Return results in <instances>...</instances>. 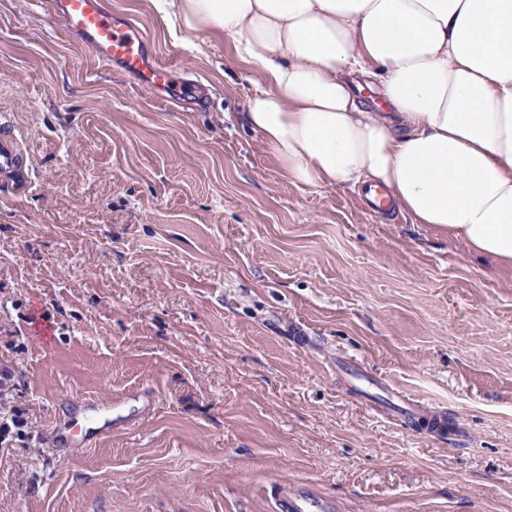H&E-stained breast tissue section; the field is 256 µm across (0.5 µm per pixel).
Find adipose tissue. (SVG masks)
Listing matches in <instances>:
<instances>
[{"instance_id":"adipose-tissue-1","label":"adipose tissue","mask_w":512,"mask_h":512,"mask_svg":"<svg viewBox=\"0 0 512 512\" xmlns=\"http://www.w3.org/2000/svg\"><path fill=\"white\" fill-rule=\"evenodd\" d=\"M257 75L243 121L290 183L380 189L512 267V0H158ZM391 109L363 108L349 79Z\"/></svg>"}]
</instances>
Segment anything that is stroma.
<instances>
[{
  "instance_id": "stroma-1",
  "label": "stroma",
  "mask_w": 512,
  "mask_h": 512,
  "mask_svg": "<svg viewBox=\"0 0 512 512\" xmlns=\"http://www.w3.org/2000/svg\"><path fill=\"white\" fill-rule=\"evenodd\" d=\"M107 3L209 98L160 99L41 0H0V119L26 158L0 180V371L25 422L0 512H276L281 480L340 512H512V268L294 186L238 119L255 76L223 35ZM394 390L448 431L375 413ZM121 394L149 401L129 426L52 438L72 400Z\"/></svg>"
}]
</instances>
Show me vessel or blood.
I'll use <instances>...</instances> for the list:
<instances>
[{
	"mask_svg": "<svg viewBox=\"0 0 512 512\" xmlns=\"http://www.w3.org/2000/svg\"><path fill=\"white\" fill-rule=\"evenodd\" d=\"M52 18L65 33L78 35L95 58L136 77L139 86L166 99L188 100L199 88L160 61L152 39L131 18L112 11L106 0H48ZM21 159L12 136H0V177L15 176ZM68 431L71 445H88L92 436L110 431L112 408L86 398ZM277 512H337L338 505L307 483H283L278 488Z\"/></svg>",
	"mask_w": 512,
	"mask_h": 512,
	"instance_id": "vessel-or-blood-1",
	"label": "vessel or blood"
}]
</instances>
